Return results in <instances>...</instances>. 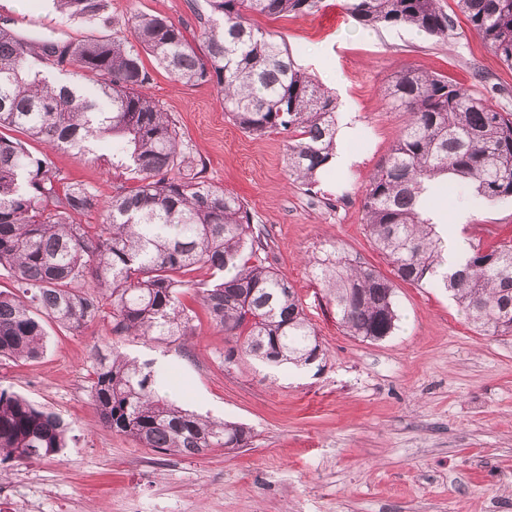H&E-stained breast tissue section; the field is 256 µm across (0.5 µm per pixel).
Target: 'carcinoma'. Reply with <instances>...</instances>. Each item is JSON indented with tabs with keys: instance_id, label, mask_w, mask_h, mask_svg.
Listing matches in <instances>:
<instances>
[{
	"instance_id": "cac0c4a2",
	"label": "carcinoma",
	"mask_w": 512,
	"mask_h": 512,
	"mask_svg": "<svg viewBox=\"0 0 512 512\" xmlns=\"http://www.w3.org/2000/svg\"><path fill=\"white\" fill-rule=\"evenodd\" d=\"M320 0H207L204 44L165 17L111 13L109 0H53L55 9L98 28H129L135 42L108 35L30 37L0 26V360L27 361L44 350V319L79 331L105 316L114 336L189 346L197 313L181 296L185 276L207 270L199 303L230 347L224 363L258 359L271 367L307 366L324 356L313 324L288 279L265 265L260 225L244 202L204 180L183 152L176 124L147 92L140 51L184 84L209 83L243 132L288 134V172L307 189L336 149V98L296 66L287 48L247 15L312 14ZM499 60L512 68V0H456ZM360 24L407 26L438 38L454 28L440 0H348ZM56 69L60 81L31 66ZM92 82L86 88L78 83ZM405 116L391 152L362 201L367 230L400 280L445 288L469 322L487 335L512 333V241L467 255L443 272L447 248L427 201L440 188L512 198V116L447 79L408 68L383 91ZM14 131L26 140L8 135ZM112 139V164L135 175L105 201L89 184L65 181L55 150L79 159ZM36 141L42 151L28 148ZM99 212L101 224L82 216ZM328 304L351 336L378 341L398 321L393 282L336 255L315 267ZM151 360L117 348L97 353L90 398L101 423L145 448L181 457L211 448H244L251 430L190 411L161 394ZM68 424L0 386V465L54 456Z\"/></svg>"
}]
</instances>
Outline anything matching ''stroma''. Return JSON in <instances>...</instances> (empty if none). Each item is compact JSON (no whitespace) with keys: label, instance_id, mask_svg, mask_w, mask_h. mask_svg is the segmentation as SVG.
I'll use <instances>...</instances> for the list:
<instances>
[{"label":"stroma","instance_id":"stroma-1","mask_svg":"<svg viewBox=\"0 0 512 512\" xmlns=\"http://www.w3.org/2000/svg\"><path fill=\"white\" fill-rule=\"evenodd\" d=\"M441 7L454 20L445 39L364 27L346 0H322L311 15L255 17L356 117L346 144L356 163L321 173L313 194L288 176L286 135L243 133L212 85L183 84L144 56L149 93L176 120L204 179L242 199L264 228L266 262L294 285L325 356L302 372L252 359L229 368L224 333L204 316L187 351L113 336L106 319L76 334L47 324L42 355L0 361V385L60 414L70 437L58 455L0 468V512H512V333L481 335L444 289L398 280L396 329L365 341L340 326L311 266L328 248L392 274L361 199L403 127L382 99L395 72L443 76L512 113V68L456 0ZM206 10L205 0H112L116 15L159 14L190 33L200 32L197 15ZM0 19L33 37L91 32L52 0H0ZM52 159L105 200L133 184L108 150L86 159L59 150ZM464 226L487 245L512 240V199L480 201ZM96 347L154 360L170 376L165 394L198 414L246 425L250 445L181 458L112 433L89 396Z\"/></svg>","mask_w":512,"mask_h":512}]
</instances>
